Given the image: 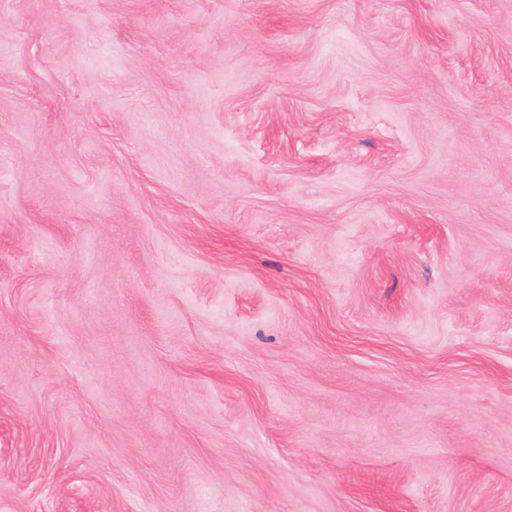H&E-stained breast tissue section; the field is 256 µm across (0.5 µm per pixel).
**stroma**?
<instances>
[{
	"label": "stroma",
	"mask_w": 512,
	"mask_h": 512,
	"mask_svg": "<svg viewBox=\"0 0 512 512\" xmlns=\"http://www.w3.org/2000/svg\"><path fill=\"white\" fill-rule=\"evenodd\" d=\"M0 512H512V0H0Z\"/></svg>",
	"instance_id": "stroma-1"
}]
</instances>
